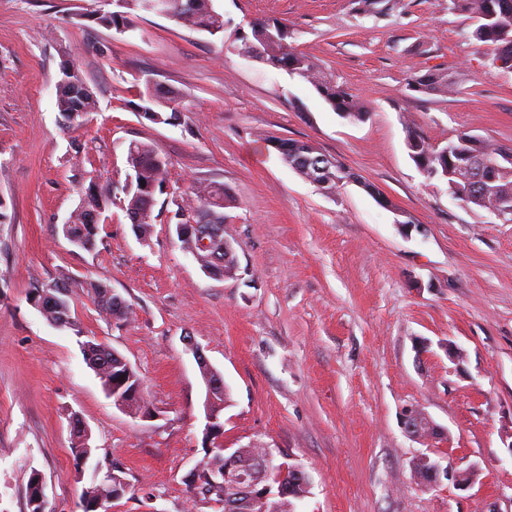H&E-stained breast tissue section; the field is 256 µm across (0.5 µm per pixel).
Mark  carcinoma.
Returning <instances> with one entry per match:
<instances>
[{"instance_id": "cac0c4a2", "label": "carcinoma", "mask_w": 512, "mask_h": 512, "mask_svg": "<svg viewBox=\"0 0 512 512\" xmlns=\"http://www.w3.org/2000/svg\"><path fill=\"white\" fill-rule=\"evenodd\" d=\"M464 2V9L474 21L473 35L476 39L492 47L494 59L502 62V67H512V0H452V3ZM167 17L177 23L194 30L204 31L216 35L224 31V16L217 12L213 0H166ZM141 9V0H124L122 5H114L110 11H96L94 20L107 28H118L125 24L127 14ZM250 33H243L239 51L243 54L251 53L255 47L260 48L258 59L268 63L276 69L286 71L291 76H298L311 84L325 102L340 116L353 121H362L367 112L362 101L350 93L336 81L324 75L317 65L306 55L296 51L288 45L290 35L289 27L284 22L274 18L254 19L249 22ZM412 83L419 90L437 91L443 94L453 93L457 88L454 77L443 74L428 73L412 79ZM56 107L59 114H66L74 109L83 111V118L76 122L80 127L85 124L86 116L97 109V99L93 93H88L80 99L69 94L66 87L57 91ZM134 112H142L149 116V122L160 124L168 123L169 114L184 110L180 96L173 91L153 92L145 89L132 103ZM502 149V145L481 140L468 134H460L450 146L448 154L433 148L428 142L421 141L420 150L413 161L418 168L424 171L443 172L447 168L455 171L467 169L471 161L494 153ZM126 161L129 167L128 176L122 187L127 202L126 211L139 217L138 238L145 240L149 237L155 217L153 210L157 193L163 191L169 181L168 157L151 143L133 141L128 145ZM330 169L324 174L323 190H333L337 184L354 178V174L345 167L329 162ZM463 191L472 194L479 191L483 195L484 206H493L503 197H512V167L496 171L492 175V183L488 189L470 187L466 182L461 185ZM116 197L115 188L109 181L96 182L95 195L88 199L87 207L109 209ZM230 203V197L222 185H205L194 193V198L181 199L177 204V212L187 209L200 216L212 211L219 217H224V208ZM71 233L80 239L82 249L92 251L96 247L99 224L86 221L85 213L80 212L73 216L69 226ZM86 289L98 310L118 320H127L131 314L128 305L116 309L112 302L100 299L101 290L105 285L89 283L87 285L76 282L73 288ZM49 291L55 297L54 305L49 308L43 317L47 321H55L59 317H66L63 327L76 331L81 338L79 346L85 360L94 370L106 390H112V380L123 375L127 377V384L123 390L140 382L136 371H127V363L121 356H112V350L102 347V343L93 337L83 339V332L76 328L71 318L72 288L60 289L58 287L46 289L37 286L33 292ZM261 447L253 444L238 449L234 469L240 474H249L252 471L253 460L260 454ZM224 468V456L216 451L204 461L203 470L198 474L201 488H206L209 481L206 474L213 470ZM281 486L280 498L263 508L256 506L245 497L232 500V506L224 512H288L289 497L303 495L308 492L306 485L288 472L279 481ZM107 491L105 487L94 484L83 490L79 508L81 512H96L94 503L96 499Z\"/></svg>"}]
</instances>
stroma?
I'll return each mask as SVG.
<instances>
[{
    "label": "stroma",
    "instance_id": "35a3bbf8",
    "mask_svg": "<svg viewBox=\"0 0 512 512\" xmlns=\"http://www.w3.org/2000/svg\"><path fill=\"white\" fill-rule=\"evenodd\" d=\"M223 33L150 13L124 27L92 20L104 0H0V512H27L32 472L46 512H78L93 472L120 467L112 512H216L185 478L207 450L205 387L185 340L224 378L223 444L269 447L309 478L302 512H512V223L455 200L414 163L408 137L439 146L468 133L512 146V71L499 68L448 0H213ZM282 19L291 43L359 96L365 120L333 111L312 85L238 53L250 20ZM98 110L66 129L55 107L63 61ZM430 72L451 94L414 90ZM179 93L173 124L133 112L146 80ZM312 145L353 172L326 192L288 166L276 140ZM172 166L148 240L112 204L95 250L62 226L91 179L123 185L132 141ZM223 185L234 276L204 273L174 232V192ZM386 196L380 206L367 190ZM92 280L130 320L82 292L77 329L29 302L44 283ZM136 370L154 416L117 407L84 362L77 332ZM462 349L454 361L449 346ZM417 409L437 436H409ZM92 431L77 467L69 419ZM427 455L476 468L470 487L418 486ZM411 84L419 90L437 91L443 94L453 93L457 88V81L454 77L443 74L428 73L421 77L413 78ZM107 288L105 285L100 283H89L86 287L87 295H89L94 303V305L98 308V310L111 317L118 320L126 321L132 311L129 306L124 302L123 307L120 309L112 308V302H114L115 306H122V300L120 297L115 296L112 298V302L100 300L101 290Z\"/></svg>",
    "mask_w": 512,
    "mask_h": 512
}]
</instances>
